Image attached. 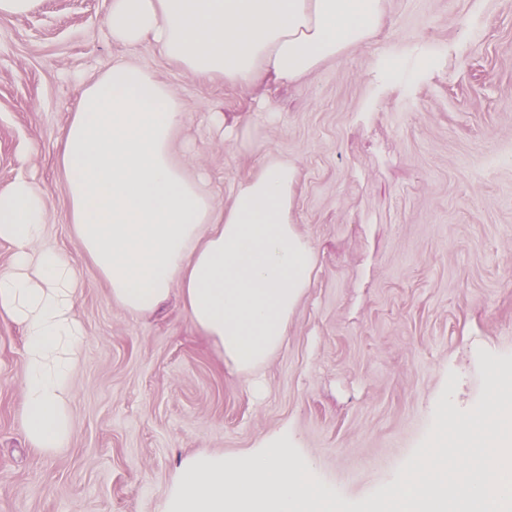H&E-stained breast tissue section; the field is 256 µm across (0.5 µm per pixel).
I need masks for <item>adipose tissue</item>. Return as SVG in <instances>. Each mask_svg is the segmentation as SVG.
Instances as JSON below:
<instances>
[{
  "instance_id": "adipose-tissue-1",
  "label": "adipose tissue",
  "mask_w": 512,
  "mask_h": 512,
  "mask_svg": "<svg viewBox=\"0 0 512 512\" xmlns=\"http://www.w3.org/2000/svg\"><path fill=\"white\" fill-rule=\"evenodd\" d=\"M383 0H109L113 42H151L184 70L235 85L267 73L295 82L369 40ZM182 103L152 70L116 62L83 91L57 138L68 222L82 255L132 314L156 309L179 288L192 325L227 365L258 371L285 344L288 322L314 273V253L290 218L294 163L268 156L217 210L205 182L188 177L174 135ZM46 191L26 177L0 190V317L24 336L26 435L47 453L72 437V378L85 329L76 314L81 272L43 245ZM370 512H512V397L474 416L466 432L432 440ZM288 442L268 440L234 461L185 460L162 512H337L307 479Z\"/></svg>"
}]
</instances>
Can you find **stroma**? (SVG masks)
<instances>
[{
	"instance_id": "1",
	"label": "stroma",
	"mask_w": 512,
	"mask_h": 512,
	"mask_svg": "<svg viewBox=\"0 0 512 512\" xmlns=\"http://www.w3.org/2000/svg\"><path fill=\"white\" fill-rule=\"evenodd\" d=\"M108 0L0 17V190L47 191L46 241L82 267L87 335L72 440H27L23 336L0 320V512H161L181 462L284 432L343 512H364L442 428L512 384V0H386L364 45L300 82L208 80L151 42L113 44ZM133 61L184 105L178 160L217 207L268 155L299 178L291 216L315 277L262 371L263 397L189 321L179 290L133 315L88 269L66 221L56 138L85 85ZM248 131L224 141L209 114Z\"/></svg>"
}]
</instances>
